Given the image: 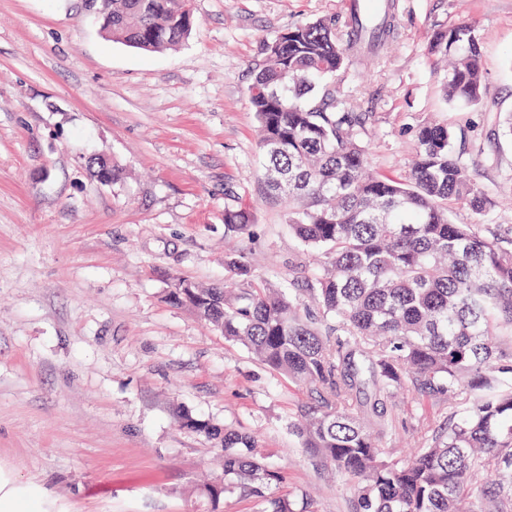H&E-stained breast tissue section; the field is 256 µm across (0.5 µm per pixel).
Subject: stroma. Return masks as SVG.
Segmentation results:
<instances>
[{
    "label": "stroma",
    "instance_id": "35a3bbf8",
    "mask_svg": "<svg viewBox=\"0 0 512 512\" xmlns=\"http://www.w3.org/2000/svg\"><path fill=\"white\" fill-rule=\"evenodd\" d=\"M395 38L341 74L343 100L370 113L374 169L405 175L415 131L443 117L485 193L455 204L457 224L512 238V0H394ZM349 0H191L196 25L175 49L107 40L81 0H0V470L36 491L40 512H260L210 501L219 450L180 423L189 414L258 435L283 495L310 512H354L357 485L314 462L294 421L315 400L168 298L184 275L231 281L243 249L262 280L302 279L305 256L284 203L263 190L249 101L263 46ZM472 22L485 94L450 104L429 37ZM105 157L117 180H94ZM247 206L248 236L225 208ZM386 453L443 425L448 405L387 407Z\"/></svg>",
    "mask_w": 512,
    "mask_h": 512
}]
</instances>
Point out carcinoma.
<instances>
[{"label":"carcinoma","mask_w":512,"mask_h":512,"mask_svg":"<svg viewBox=\"0 0 512 512\" xmlns=\"http://www.w3.org/2000/svg\"><path fill=\"white\" fill-rule=\"evenodd\" d=\"M105 3V36L144 51L175 48L195 26L190 0ZM389 38L387 13L368 18L353 0L342 20L320 17L267 42L249 87L265 191L288 199V224L313 257L307 276L280 288L254 277L239 250L225 257L237 287L177 277L168 297L316 394L318 408L294 429L315 460L357 482L356 512H512V245L449 221L450 202L483 208L449 123H422L408 175L394 178L370 165V115L336 107V77ZM428 53L448 61L447 100H481L475 25L436 32ZM89 166L101 182L120 176L110 163ZM224 223L246 236L250 213L227 208ZM399 394L450 408L404 458L381 445ZM181 423L224 448V481L204 495L238 489L261 512H296L274 494L286 475L265 466L252 433L189 415Z\"/></svg>","instance_id":"obj_1"}]
</instances>
